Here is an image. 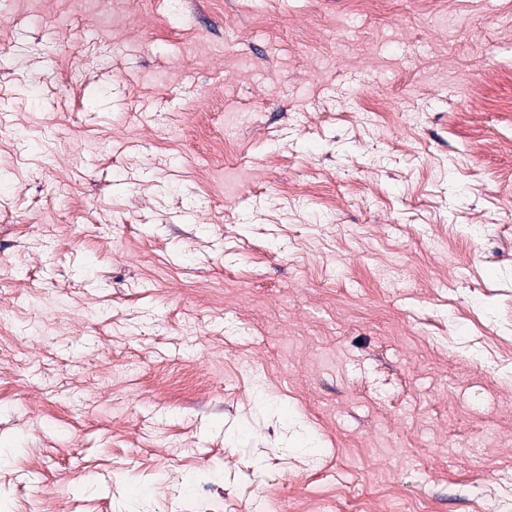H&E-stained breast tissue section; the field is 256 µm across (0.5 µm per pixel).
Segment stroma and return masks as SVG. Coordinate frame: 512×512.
<instances>
[{
    "mask_svg": "<svg viewBox=\"0 0 512 512\" xmlns=\"http://www.w3.org/2000/svg\"><path fill=\"white\" fill-rule=\"evenodd\" d=\"M512 0H0V512H512Z\"/></svg>",
    "mask_w": 512,
    "mask_h": 512,
    "instance_id": "35a3bbf8",
    "label": "stroma"
}]
</instances>
